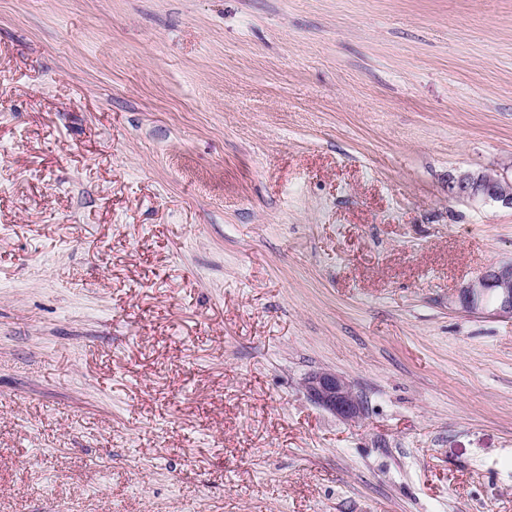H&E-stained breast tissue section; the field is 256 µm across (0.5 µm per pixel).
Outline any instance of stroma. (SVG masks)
<instances>
[{
    "label": "stroma",
    "instance_id": "1",
    "mask_svg": "<svg viewBox=\"0 0 512 512\" xmlns=\"http://www.w3.org/2000/svg\"><path fill=\"white\" fill-rule=\"evenodd\" d=\"M467 170L512 0H0V512H512ZM304 386L311 401L337 417L351 422L361 417L362 404L344 376L318 372L309 376Z\"/></svg>",
    "mask_w": 512,
    "mask_h": 512
}]
</instances>
